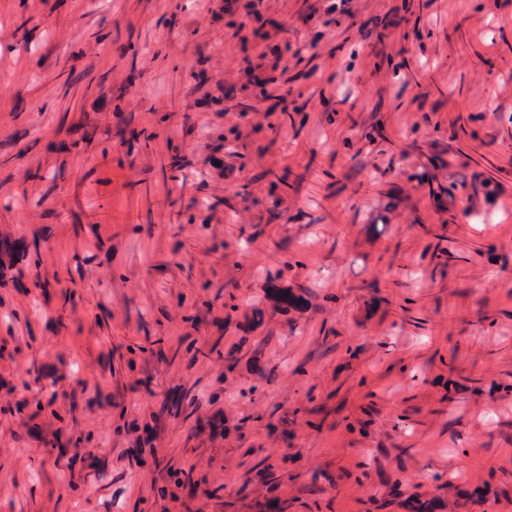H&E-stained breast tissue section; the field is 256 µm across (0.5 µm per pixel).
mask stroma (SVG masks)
<instances>
[{"label": "stroma", "mask_w": 512, "mask_h": 512, "mask_svg": "<svg viewBox=\"0 0 512 512\" xmlns=\"http://www.w3.org/2000/svg\"><path fill=\"white\" fill-rule=\"evenodd\" d=\"M411 496L512 512V0H0V512Z\"/></svg>", "instance_id": "1"}]
</instances>
